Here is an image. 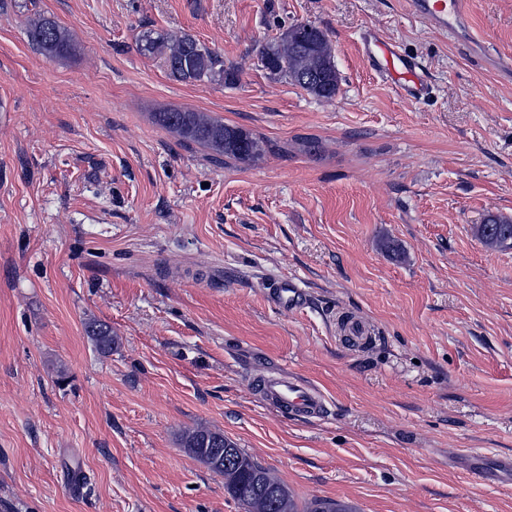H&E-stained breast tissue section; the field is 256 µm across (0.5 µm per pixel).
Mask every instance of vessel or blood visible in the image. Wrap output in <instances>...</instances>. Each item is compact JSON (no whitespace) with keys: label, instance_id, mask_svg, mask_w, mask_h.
Wrapping results in <instances>:
<instances>
[{"label":"vessel or blood","instance_id":"1","mask_svg":"<svg viewBox=\"0 0 512 512\" xmlns=\"http://www.w3.org/2000/svg\"><path fill=\"white\" fill-rule=\"evenodd\" d=\"M411 15L429 21L436 29L448 30L464 24L472 10V0H406ZM361 49L368 67L385 80L402 99L418 102L431 90L419 60L392 41L386 40L373 27L360 34ZM274 300L282 306L302 305L305 297L291 281L278 283ZM259 394L271 408L317 417L326 410V399L313 384L293 376L262 382Z\"/></svg>","mask_w":512,"mask_h":512}]
</instances>
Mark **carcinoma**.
<instances>
[{
  "instance_id": "1",
  "label": "carcinoma",
  "mask_w": 512,
  "mask_h": 512,
  "mask_svg": "<svg viewBox=\"0 0 512 512\" xmlns=\"http://www.w3.org/2000/svg\"><path fill=\"white\" fill-rule=\"evenodd\" d=\"M28 34L32 43L48 56L65 57L73 51L68 32L50 19L30 23ZM139 49L165 56L169 75L179 81L217 80L233 86L240 80V69L235 64L224 62V56L190 35L168 36L149 31L142 35ZM258 60L270 75L315 97L333 99L339 92L332 47L315 26L307 29L299 23L287 27L274 41L259 49ZM155 121L182 140L241 164L254 161L267 146L266 141L253 134L200 112H158ZM475 233L488 248H507L512 245V219L491 215L476 226ZM86 333L101 353L112 352V332L108 326L91 322L86 326ZM181 445L190 456L224 474V489L242 512H355L344 502L319 498L298 507L288 488L269 469L220 432L193 429L182 436ZM218 448L230 449L235 462L228 467L217 462Z\"/></svg>"
}]
</instances>
